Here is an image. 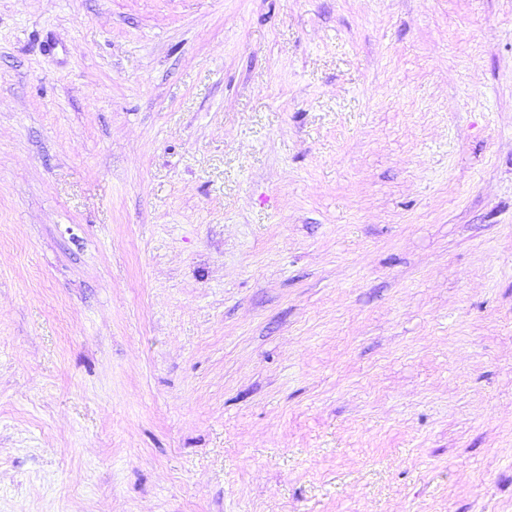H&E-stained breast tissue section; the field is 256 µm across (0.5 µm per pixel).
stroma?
<instances>
[{"label": "stroma", "mask_w": 512, "mask_h": 512, "mask_svg": "<svg viewBox=\"0 0 512 512\" xmlns=\"http://www.w3.org/2000/svg\"><path fill=\"white\" fill-rule=\"evenodd\" d=\"M0 512H512V0H0Z\"/></svg>", "instance_id": "obj_1"}]
</instances>
